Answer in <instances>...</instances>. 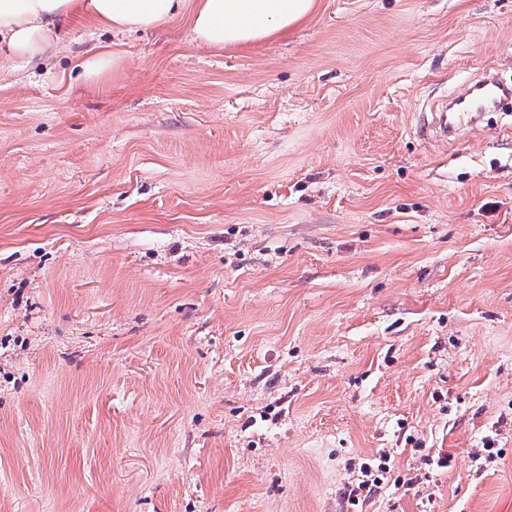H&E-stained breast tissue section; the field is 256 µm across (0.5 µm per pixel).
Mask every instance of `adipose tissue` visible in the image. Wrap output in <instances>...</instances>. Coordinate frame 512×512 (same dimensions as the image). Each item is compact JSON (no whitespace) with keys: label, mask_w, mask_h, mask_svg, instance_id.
Masks as SVG:
<instances>
[{"label":"adipose tissue","mask_w":512,"mask_h":512,"mask_svg":"<svg viewBox=\"0 0 512 512\" xmlns=\"http://www.w3.org/2000/svg\"><path fill=\"white\" fill-rule=\"evenodd\" d=\"M316 0H0V39L11 57L35 59L53 44L57 21L77 17L96 28L136 33L190 12L197 46L223 49L261 42L306 20Z\"/></svg>","instance_id":"ef3b65f1"}]
</instances>
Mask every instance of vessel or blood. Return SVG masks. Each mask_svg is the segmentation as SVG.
I'll list each match as a JSON object with an SVG mask.
<instances>
[{"mask_svg":"<svg viewBox=\"0 0 512 512\" xmlns=\"http://www.w3.org/2000/svg\"><path fill=\"white\" fill-rule=\"evenodd\" d=\"M512 98V88L500 84L491 74L468 82L453 96L447 111L433 113L431 118L422 119L421 129L439 140L458 136L466 122H469L470 106L475 101H483L485 105H499Z\"/></svg>","mask_w":512,"mask_h":512,"instance_id":"b4317fda","label":"vessel or blood"}]
</instances>
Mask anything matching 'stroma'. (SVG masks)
Here are the masks:
<instances>
[{"instance_id":"35a3bbf8","label":"stroma","mask_w":512,"mask_h":512,"mask_svg":"<svg viewBox=\"0 0 512 512\" xmlns=\"http://www.w3.org/2000/svg\"><path fill=\"white\" fill-rule=\"evenodd\" d=\"M56 29L0 62V512H512V111L418 130L512 0ZM315 8V0H198L191 27L197 46L222 50L286 32Z\"/></svg>"}]
</instances>
